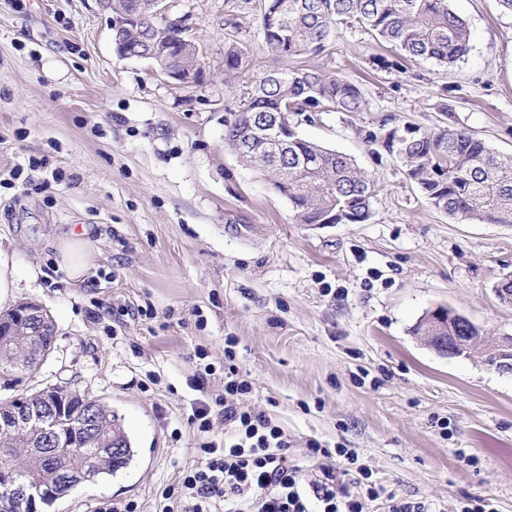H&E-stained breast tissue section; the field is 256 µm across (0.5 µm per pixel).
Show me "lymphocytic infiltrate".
Wrapping results in <instances>:
<instances>
[{
	"instance_id": "1",
	"label": "lymphocytic infiltrate",
	"mask_w": 512,
	"mask_h": 512,
	"mask_svg": "<svg viewBox=\"0 0 512 512\" xmlns=\"http://www.w3.org/2000/svg\"><path fill=\"white\" fill-rule=\"evenodd\" d=\"M224 357V397L213 404L200 403L193 418L200 431H209L211 408L220 406L234 433L225 438L223 447L202 444L203 463L183 470L180 490H163L159 512H174L170 501L177 493L189 501L188 512H213L217 506L222 512H366L368 502L382 497L388 512H425L422 503L381 494L368 468L345 447L332 450L309 443L305 457L320 460L322 466L320 479L307 481L300 461L288 458L286 433L266 415L235 402V395L250 393L251 385L240 379L232 363L233 350H226ZM335 455L344 457L357 474L364 496L351 495L345 484L337 482L333 469L325 464Z\"/></svg>"
}]
</instances>
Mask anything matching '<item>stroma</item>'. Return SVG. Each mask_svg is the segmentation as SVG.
I'll use <instances>...</instances> for the list:
<instances>
[{"label": "stroma", "mask_w": 512, "mask_h": 512, "mask_svg": "<svg viewBox=\"0 0 512 512\" xmlns=\"http://www.w3.org/2000/svg\"><path fill=\"white\" fill-rule=\"evenodd\" d=\"M167 4L200 46L198 86L118 57L98 0H0V248L27 272L17 302L55 324L50 355L0 402L68 383L115 412L135 451L42 512H157L199 444L232 432L216 411L209 432L192 422L224 394L229 337L252 384L244 406L284 430L292 458L312 440L344 444L374 482L429 512H460L470 495L512 512V374L477 354L441 358L413 333L441 306L512 336V305L495 294L512 276V224L448 219L361 136L392 116L425 130L452 121L512 152V15L497 0H451L473 40L450 71L375 69L390 49L350 29L313 58L359 83L366 108L291 122L378 185L369 222L320 225L297 223L270 178L224 145L255 78L287 65L266 48L260 0L235 29L230 0ZM232 45L244 67L228 83ZM446 83L460 88L450 118L436 110ZM74 232L94 247L80 282L53 248Z\"/></svg>", "instance_id": "35a3bbf8"}]
</instances>
